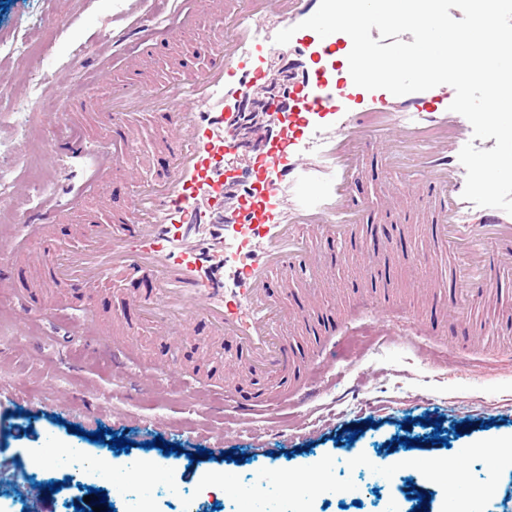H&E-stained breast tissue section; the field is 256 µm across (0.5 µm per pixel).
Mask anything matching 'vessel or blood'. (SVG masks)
I'll return each mask as SVG.
<instances>
[{"label": "vessel or blood", "mask_w": 512, "mask_h": 512, "mask_svg": "<svg viewBox=\"0 0 512 512\" xmlns=\"http://www.w3.org/2000/svg\"><path fill=\"white\" fill-rule=\"evenodd\" d=\"M319 4L217 0L221 31L200 35L199 73L149 88L131 84L99 104L123 143L139 134L134 115L153 106L170 162L123 214L91 225L88 244L63 263V282L96 288L151 276L167 318L156 335L178 342L206 322L215 340L241 348L240 374L287 372L292 358L277 325L293 310L273 291L291 287L295 266L325 271L319 239L359 233L353 193L371 151L410 162L415 180L389 191L384 214L415 219L430 239L447 242L475 302L485 300L491 282L485 241L496 244L498 271L512 270V215L462 197L461 148L490 149L495 139H474L469 121L450 111L451 86L396 96L355 85L350 36L323 38L301 26ZM291 26L290 42L275 44ZM58 153L93 157L97 180L139 164L134 153L80 138L60 141ZM80 204L49 188L0 249L22 256V241L41 236L60 208Z\"/></svg>", "instance_id": "1"}]
</instances>
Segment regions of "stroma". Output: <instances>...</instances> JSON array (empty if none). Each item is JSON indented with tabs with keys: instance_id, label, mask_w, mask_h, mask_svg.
<instances>
[{
	"instance_id": "35a3bbf8",
	"label": "stroma",
	"mask_w": 512,
	"mask_h": 512,
	"mask_svg": "<svg viewBox=\"0 0 512 512\" xmlns=\"http://www.w3.org/2000/svg\"><path fill=\"white\" fill-rule=\"evenodd\" d=\"M171 6V0H135L125 9L116 0H11L0 7V87L8 90L0 97V170L11 173L0 188L6 198H14L22 183L28 206L41 201L44 186L29 182L28 168L44 167L57 140L70 131L91 144L111 139L110 123L94 107L112 97L129 73L115 61L106 73L92 75L82 67L83 54L94 45L108 49L115 34L153 13L169 14ZM195 41V32L175 25L144 32L130 48L131 55L152 60L142 83L200 69ZM43 80L52 92L31 99V84ZM138 125L144 171L132 176L116 169L81 208L63 211L31 251L83 246L74 227L124 210L142 185L165 172L168 157L156 146L152 114L139 116ZM426 244L419 225L377 217L355 239L321 241L334 284L314 303L309 323L294 320L280 329L306 370L285 378L255 375L234 397L305 383L316 384L320 393L250 418L238 417L219 391L197 394L183 381L187 374L223 381L224 362L201 359L189 345L165 353L141 314L115 321L126 295H148L149 282L72 291L14 265L15 291L81 298L99 309L110 335L137 336L139 358L156 366L160 388L139 389L115 372L99 337L71 332L70 311L37 303L22 317L15 291H0V512L28 508V500L15 494L21 481L60 483L58 492L46 495L44 512H78L86 484L45 462L59 448L84 449L132 487L141 467L153 465V512H254L261 498L272 501L275 512H414L417 499L403 494L411 481L428 492V512H448L446 465L458 457L466 484L487 490L476 512H512V324L499 307L484 306L469 310V331L459 330L447 302H433L421 288L424 278L448 279L455 267L444 243L431 251L428 264H419ZM383 281L407 302L405 316L393 322L369 310L371 291ZM102 428L130 440V450L89 441ZM352 429L357 435L350 442ZM438 433L443 443H434ZM159 437L176 444V452L153 447ZM396 437L415 445L393 446ZM200 447L207 456L197 455ZM372 464L390 465L391 481L370 479ZM220 473L231 475V490L207 488V479Z\"/></svg>"
}]
</instances>
